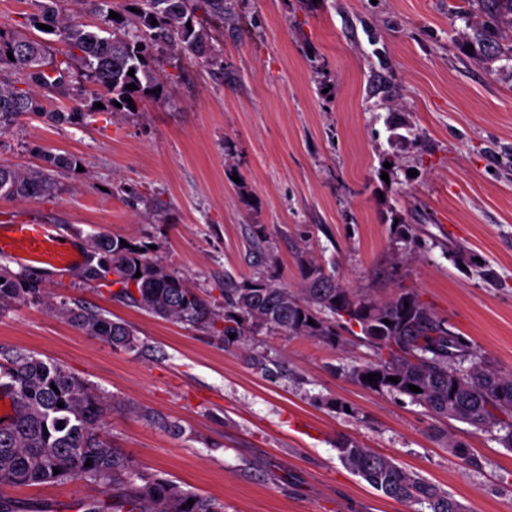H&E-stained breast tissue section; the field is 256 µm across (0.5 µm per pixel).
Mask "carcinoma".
Segmentation results:
<instances>
[{
    "mask_svg": "<svg viewBox=\"0 0 512 512\" xmlns=\"http://www.w3.org/2000/svg\"><path fill=\"white\" fill-rule=\"evenodd\" d=\"M62 2L34 0L36 11L27 17V26L48 25L66 44L59 57L40 39L0 28V133L28 114L54 126H79L98 111L97 102L105 112H140L146 100L164 93L156 61L168 50L179 49L206 66L223 69L211 53L208 29L211 23L224 25L226 0H88L102 21L96 28L63 13ZM486 10L494 20L507 16L512 21V0H486ZM112 11L119 17H109ZM130 83L137 89H127ZM50 97L73 104L49 110L43 101ZM42 161L36 169L1 164L0 198L56 195L63 190L60 174L81 164L75 156L51 152L43 153ZM88 247L82 271L86 281L97 282L96 271L110 269L112 284L118 286L115 296L163 319L207 328L227 350L246 349L248 337L261 331L334 345L339 331L356 326L359 339L376 354L375 361L352 370L359 384L405 395L437 420L495 430L502 447L512 450V372L484 365L469 352L468 341L435 316L412 288L400 287L388 299L374 300L302 254L300 294L260 276L240 281L226 277L219 303L191 288L185 277L152 256L147 245L131 242L125 247L120 238L98 233ZM33 301L114 350L138 349L139 339L128 324L80 303L58 306L38 280L22 279L0 266V309ZM466 357L472 362L468 371L459 367ZM368 374L374 380L365 379ZM391 376L398 382L389 381ZM411 385L421 392L411 391ZM0 395L8 396L12 407L9 416L0 417V488L85 480L110 487L112 501H84L79 505L83 512H224L211 499L144 473L130 456L113 448L103 435L110 397L65 366L0 348ZM337 450L352 471L388 498L426 503L431 512H464L448 493L387 455L350 439L340 440ZM0 512L44 510L0 493Z\"/></svg>",
    "mask_w": 512,
    "mask_h": 512,
    "instance_id": "carcinoma-1",
    "label": "carcinoma"
}]
</instances>
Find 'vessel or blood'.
<instances>
[{
  "mask_svg": "<svg viewBox=\"0 0 512 512\" xmlns=\"http://www.w3.org/2000/svg\"><path fill=\"white\" fill-rule=\"evenodd\" d=\"M0 256L51 272L67 270L81 260L48 224L1 225Z\"/></svg>",
  "mask_w": 512,
  "mask_h": 512,
  "instance_id": "vessel-or-blood-1",
  "label": "vessel or blood"
}]
</instances>
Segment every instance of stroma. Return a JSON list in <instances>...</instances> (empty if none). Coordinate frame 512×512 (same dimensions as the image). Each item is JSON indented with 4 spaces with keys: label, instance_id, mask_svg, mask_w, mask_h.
Returning <instances> with one entry per match:
<instances>
[{
    "label": "stroma",
    "instance_id": "1",
    "mask_svg": "<svg viewBox=\"0 0 512 512\" xmlns=\"http://www.w3.org/2000/svg\"><path fill=\"white\" fill-rule=\"evenodd\" d=\"M230 6L210 29L223 71L168 52L164 94L138 114L99 112L81 127L27 116L0 135V163L34 167L49 151L83 165L61 175L55 197L0 198V225H52L81 253L99 232L154 246L214 297L228 275L295 287L306 247L364 294L415 289L485 364L512 371V61L502 53L512 27L499 26L491 52L473 39L481 0ZM393 116L412 144L389 142ZM397 221L414 227L415 243L396 240ZM256 224L264 241L252 237ZM37 276L56 301L127 322L140 350H112L33 302L0 311V347L54 360L110 395L113 447L224 512H429L355 475L336 449L344 438L438 485L465 512H512V451L359 384L351 366L375 355L349 332L333 346L252 336L264 374L210 331L130 306L80 267ZM7 494L56 512L109 498L84 481Z\"/></svg>",
    "mask_w": 512,
    "mask_h": 512
}]
</instances>
